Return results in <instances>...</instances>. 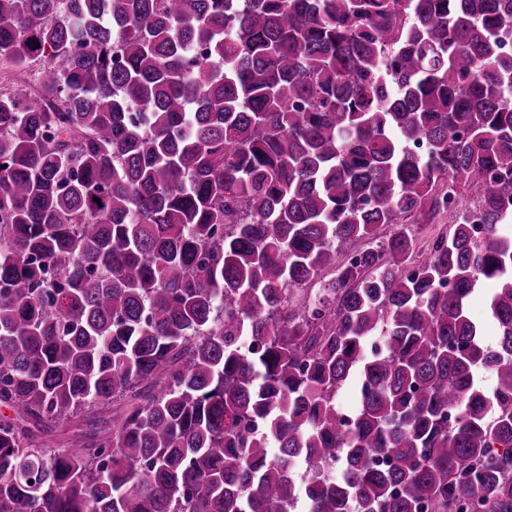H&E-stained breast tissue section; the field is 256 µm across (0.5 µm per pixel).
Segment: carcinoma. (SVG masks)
<instances>
[{"label": "carcinoma", "instance_id": "cac0c4a2", "mask_svg": "<svg viewBox=\"0 0 512 512\" xmlns=\"http://www.w3.org/2000/svg\"><path fill=\"white\" fill-rule=\"evenodd\" d=\"M508 22L0 0V512H512ZM494 288L492 281H486L480 289L472 295L469 302V314L470 317L479 323L483 327V341L486 346L494 347L498 343V331L495 324L487 315L486 309V298L488 294Z\"/></svg>", "mask_w": 512, "mask_h": 512}]
</instances>
